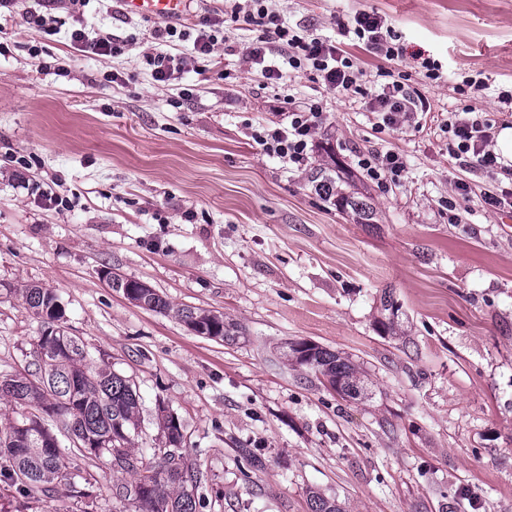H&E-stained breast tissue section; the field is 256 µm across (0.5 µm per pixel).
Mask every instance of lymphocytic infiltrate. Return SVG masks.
Wrapping results in <instances>:
<instances>
[{"mask_svg":"<svg viewBox=\"0 0 512 512\" xmlns=\"http://www.w3.org/2000/svg\"><path fill=\"white\" fill-rule=\"evenodd\" d=\"M230 24L256 32V39L246 51V60L264 84H278L290 72L312 73L328 90L363 97L385 128L400 126L430 110L427 99L393 71L379 70L378 81L365 86L362 70L341 41L318 36L305 25H290L270 6L269 0H234L228 9L200 16L189 30L171 24L154 29L151 37L157 49L143 57L153 80L167 84L188 70L205 75L199 61L211 57ZM341 29L344 37H354L382 59L393 61L402 54L395 31L378 13H357L342 23ZM187 40L193 43L189 54L181 48ZM70 42L74 49L91 56L118 57L133 46L132 40L113 34L90 35L82 26L72 29ZM325 109L323 99L308 98L301 108L289 112L287 125L259 127L253 131L252 139L267 156L301 161ZM444 130L450 139L449 156L457 164L488 173L498 170L497 156L488 148L494 133L491 120L461 107L449 113Z\"/></svg>","mask_w":512,"mask_h":512,"instance_id":"lymphocytic-infiltrate-1","label":"lymphocytic infiltrate"}]
</instances>
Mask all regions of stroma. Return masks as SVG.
I'll list each match as a JSON object with an SVG mask.
<instances>
[{
	"label": "stroma",
	"mask_w": 512,
	"mask_h": 512,
	"mask_svg": "<svg viewBox=\"0 0 512 512\" xmlns=\"http://www.w3.org/2000/svg\"><path fill=\"white\" fill-rule=\"evenodd\" d=\"M287 22L339 38L360 11L392 24L403 49L386 63L350 46L372 81L406 74L432 119L379 129L362 97L310 76L276 86L249 72L254 32L227 27L207 81L155 82L142 63L154 20L124 17L118 0L74 10L58 0L56 32L26 19L38 0L0 17V373L35 360L40 323L13 287L53 289L66 329L92 357L130 377L143 401L136 453L157 465L156 410L178 416L182 451L214 512H309L308 493L344 512H512V226L486 192L512 177L451 162L437 115L467 104L512 126L498 89L512 87V0H272ZM136 39L119 57L85 56L75 25ZM438 61L444 81L427 78ZM65 63L67 76L54 68ZM120 81H111L112 73ZM488 87L460 99L458 74ZM327 103L304 161L264 155L251 138L287 123L284 98ZM392 151L400 183L371 179L360 155ZM350 178L376 221L353 223L319 195L316 172ZM465 183L466 194L456 186ZM63 206L45 207L43 193ZM147 283L178 305L224 314L233 341L207 339L142 309L106 272ZM402 333L385 335L384 293ZM348 356L364 373L352 399L289 363V343ZM63 477L51 497L0 492V512H136L117 488L130 472L61 439ZM259 449L250 481L237 451Z\"/></svg>",
	"instance_id": "35a3bbf8"
}]
</instances>
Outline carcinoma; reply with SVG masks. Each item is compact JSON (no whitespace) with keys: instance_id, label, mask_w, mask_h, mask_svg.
Returning <instances> with one entry per match:
<instances>
[{"instance_id":"obj_1","label":"carcinoma","mask_w":512,"mask_h":512,"mask_svg":"<svg viewBox=\"0 0 512 512\" xmlns=\"http://www.w3.org/2000/svg\"><path fill=\"white\" fill-rule=\"evenodd\" d=\"M336 207L351 214L357 224H372L373 207L355 196L349 181L323 179ZM112 287L123 290L136 306L178 318L188 330L210 339L233 341L239 326L211 310L174 305L157 290L142 288L135 281L112 278ZM27 311L43 327L38 342L36 368L0 376V400L23 407L25 413L0 428V460L6 464L5 479L24 498L48 495L62 477L58 448L52 446L56 432L75 435L82 455L113 457L117 466L134 474L131 485L123 486L137 504L138 512H206L210 499L200 490L198 471L178 455L179 461L163 458L159 467L141 466L131 453L138 437L142 398L131 379L102 361L88 360L87 345L62 329L65 308L58 294L39 285L23 284L14 289ZM291 360L320 374L344 396L356 399L363 391L359 369L331 349L301 341L289 346ZM164 436L175 443L183 438L177 416L161 409ZM243 460L241 475L263 468L260 454L250 448L237 449ZM309 512H342L336 501L316 491L309 492Z\"/></svg>"}]
</instances>
